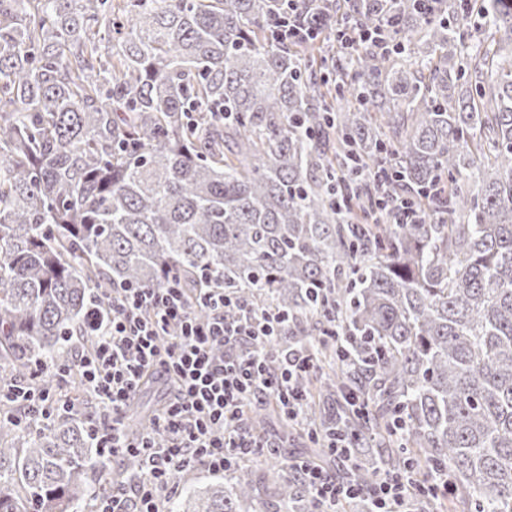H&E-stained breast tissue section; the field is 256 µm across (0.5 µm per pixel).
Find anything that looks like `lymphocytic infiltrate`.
Here are the masks:
<instances>
[{"instance_id": "1", "label": "lymphocytic infiltrate", "mask_w": 512, "mask_h": 512, "mask_svg": "<svg viewBox=\"0 0 512 512\" xmlns=\"http://www.w3.org/2000/svg\"><path fill=\"white\" fill-rule=\"evenodd\" d=\"M200 308L205 318L197 317ZM282 323L274 307H254L220 288L193 292L173 275L159 288L113 284L109 305L93 303L84 329L95 347L78 350L73 360L107 412L106 420L91 423L93 439L105 459L135 457L143 464L102 497L99 512H163V501L177 492L174 473L204 468L224 474L277 454V442L257 437L246 412L273 401L297 419L307 394L295 380L314 367L311 355L290 346L280 349L279 367H266L267 347ZM148 375L164 380L169 392L151 432L130 437L126 410ZM157 430L167 436L164 446L154 443ZM294 468L314 493L313 512H336L337 500L363 496L371 501L369 512H404L413 494L452 487L441 472L423 485L411 472L386 471L367 494L319 466L300 461Z\"/></svg>"}]
</instances>
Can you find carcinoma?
<instances>
[{
	"label": "carcinoma",
	"instance_id": "1",
	"mask_svg": "<svg viewBox=\"0 0 512 512\" xmlns=\"http://www.w3.org/2000/svg\"><path fill=\"white\" fill-rule=\"evenodd\" d=\"M282 5L0 0V385H49L94 295L175 273L282 312L316 361L305 420L353 445L342 476L371 491L383 468L444 466L456 492L434 512H512V0L329 5L385 53L332 50L331 25L283 41ZM348 152L418 222L372 201L345 222ZM4 432L0 512H82L112 486L76 413ZM277 464L272 512H307ZM232 474L169 512H252V468Z\"/></svg>",
	"mask_w": 512,
	"mask_h": 512
}]
</instances>
